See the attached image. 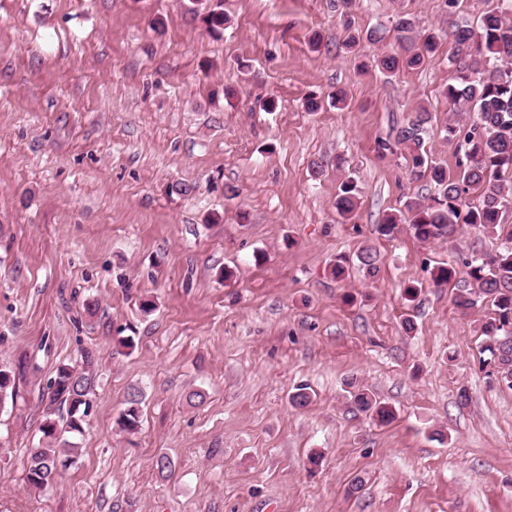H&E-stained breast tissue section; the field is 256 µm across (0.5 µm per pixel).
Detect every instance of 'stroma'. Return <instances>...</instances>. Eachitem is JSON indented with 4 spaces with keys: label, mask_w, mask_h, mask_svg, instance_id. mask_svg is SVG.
Wrapping results in <instances>:
<instances>
[{
    "label": "stroma",
    "mask_w": 512,
    "mask_h": 512,
    "mask_svg": "<svg viewBox=\"0 0 512 512\" xmlns=\"http://www.w3.org/2000/svg\"><path fill=\"white\" fill-rule=\"evenodd\" d=\"M186 2L0 0V369L15 377L0 409V512H512V390L480 364L485 310L460 314L457 285L431 279L501 242L378 233L435 194L378 141L426 108L425 149L455 170L442 135L452 33L500 0H223L218 35ZM402 16L443 37L387 76L374 59ZM370 28L380 42L344 49ZM339 89L346 107L326 105ZM347 177L361 193L343 223ZM366 248L372 275L355 260ZM127 336L134 348L118 346ZM87 352L81 452L31 489L42 394ZM304 383L312 401L293 407ZM355 385L394 419L357 411ZM134 389L129 435L116 420ZM359 187L353 179L344 180L336 191V213L344 221L351 220L356 211L359 200Z\"/></svg>",
    "instance_id": "35a3bbf8"
}]
</instances>
